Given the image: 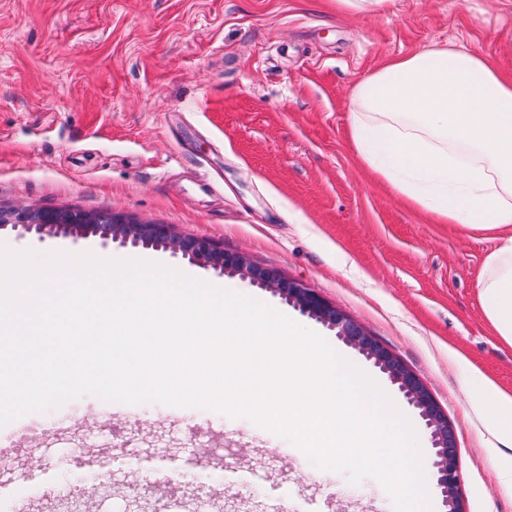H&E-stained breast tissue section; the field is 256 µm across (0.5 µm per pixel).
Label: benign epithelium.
Wrapping results in <instances>:
<instances>
[{"instance_id":"7a95c632","label":"benign epithelium","mask_w":512,"mask_h":512,"mask_svg":"<svg viewBox=\"0 0 512 512\" xmlns=\"http://www.w3.org/2000/svg\"><path fill=\"white\" fill-rule=\"evenodd\" d=\"M9 223L0 224V231L12 230L21 235L78 238L95 237L104 246L117 243L121 246L169 250L192 263L213 269L221 275H240L259 288L278 295L302 314L336 331L343 342L357 350L373 365L386 374L389 380L419 411L430 432L435 449L433 468L436 486L449 512H465L458 489L461 475L458 462L457 431L439 406L421 378L410 370L384 343L371 335L363 326L330 305L314 290L282 276L278 270L255 265L240 252H229L211 240L179 236L169 224H142L121 215H113L110 224H93L92 212L77 210L79 219L72 224H58L54 209L3 207ZM28 466L25 460L14 457L0 460V480L9 481Z\"/></svg>"}]
</instances>
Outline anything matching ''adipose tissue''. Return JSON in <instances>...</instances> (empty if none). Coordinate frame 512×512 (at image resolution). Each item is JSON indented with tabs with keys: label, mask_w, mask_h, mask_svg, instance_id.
I'll return each mask as SVG.
<instances>
[{
	"label": "adipose tissue",
	"mask_w": 512,
	"mask_h": 512,
	"mask_svg": "<svg viewBox=\"0 0 512 512\" xmlns=\"http://www.w3.org/2000/svg\"><path fill=\"white\" fill-rule=\"evenodd\" d=\"M352 103L357 154L397 195L498 235L480 296L512 345V79L470 51L432 48L385 63L354 87ZM466 384L486 431L512 447V394L472 367Z\"/></svg>",
	"instance_id": "ef3b65f1"
}]
</instances>
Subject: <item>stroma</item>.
Wrapping results in <instances>:
<instances>
[{
    "label": "stroma",
    "instance_id": "stroma-1",
    "mask_svg": "<svg viewBox=\"0 0 512 512\" xmlns=\"http://www.w3.org/2000/svg\"><path fill=\"white\" fill-rule=\"evenodd\" d=\"M461 45L512 75V0H387L359 14L336 0H0V205L109 211L221 242L298 280L383 341L457 429L467 512H512L492 440L464 389L474 366L512 393V346L487 320L478 279L499 242L434 223L360 163L353 87L389 58ZM13 249L93 251L192 270L316 332L364 370L335 331L272 292L162 249L0 233ZM41 449L7 485L10 512H64L44 491L111 476L88 493L112 512L158 476L182 512H393L373 478L315 466L248 419L93 395L0 427ZM215 447L197 466L192 450ZM92 460L58 471L68 449Z\"/></svg>",
    "mask_w": 512,
    "mask_h": 512
}]
</instances>
